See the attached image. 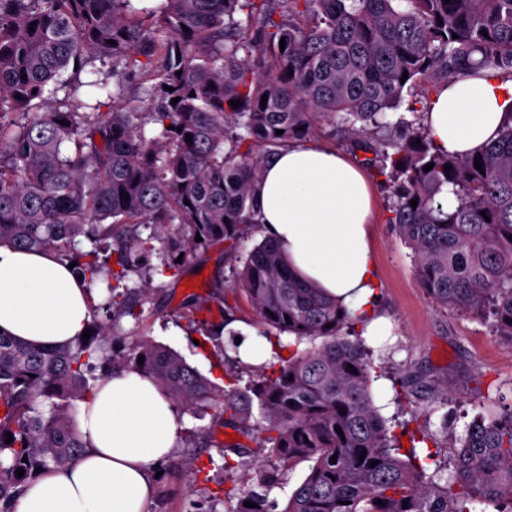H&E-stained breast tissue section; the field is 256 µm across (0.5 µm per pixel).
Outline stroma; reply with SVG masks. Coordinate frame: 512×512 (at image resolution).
I'll return each instance as SVG.
<instances>
[{
    "instance_id": "obj_1",
    "label": "stroma",
    "mask_w": 512,
    "mask_h": 512,
    "mask_svg": "<svg viewBox=\"0 0 512 512\" xmlns=\"http://www.w3.org/2000/svg\"><path fill=\"white\" fill-rule=\"evenodd\" d=\"M374 189V249L379 266L378 312L389 318L383 335L368 336L364 344L372 362L370 391L380 414L398 432L428 436L429 448L447 455L465 426L482 412L488 398L504 394L512 399V348L503 344L480 319L438 307L415 280L411 251L389 224L390 200L372 176ZM262 236L257 225H249L235 249L225 244L188 258L178 274L161 273L157 253L132 250L127 277L113 282L96 280L95 303L107 300L110 290L131 291L145 296L140 318L124 316L120 326L125 336H147L179 352L188 363L215 383H223L229 368L220 356L227 338L197 346L199 332L191 321L210 325L233 316L242 331L259 333L262 326L245 298H237L235 310L221 303L223 290L233 285L232 266ZM201 279L194 291L185 281ZM214 459L209 483H193L189 469L192 457ZM222 449L195 451L177 444L163 465L157 494L148 512H188L192 499L232 488L251 486L258 471L278 470L279 480L269 497L285 506L293 490L308 473L310 463L295 462L281 468L256 446H249L239 466L223 469Z\"/></svg>"
}]
</instances>
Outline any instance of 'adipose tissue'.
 Instances as JSON below:
<instances>
[{
	"label": "adipose tissue",
	"mask_w": 512,
	"mask_h": 512,
	"mask_svg": "<svg viewBox=\"0 0 512 512\" xmlns=\"http://www.w3.org/2000/svg\"><path fill=\"white\" fill-rule=\"evenodd\" d=\"M511 103L512 80L482 71L433 95L428 132L441 150L478 151L497 139ZM255 204L263 237L289 269L357 316L363 335H381L365 171L336 150L291 145L265 163ZM88 293V280L52 251L0 245L1 332L36 346L74 342L92 319ZM179 429L172 399L141 372L98 382L78 417L83 451L30 484L16 512H144Z\"/></svg>",
	"instance_id": "obj_1"
}]
</instances>
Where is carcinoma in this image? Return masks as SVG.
Masks as SVG:
<instances>
[{"mask_svg":"<svg viewBox=\"0 0 512 512\" xmlns=\"http://www.w3.org/2000/svg\"><path fill=\"white\" fill-rule=\"evenodd\" d=\"M483 70L512 80V0H0V244L65 253L84 235L92 247L78 269L110 278L101 244L115 242L126 271L128 236L152 226L137 247L176 270L180 255L239 241L256 223L265 159L310 141L315 120L335 121L384 177L419 287L440 306L491 316L512 348V124L462 156L434 144L415 108ZM407 96L415 120L379 142L373 130ZM239 262L235 291L263 337L295 340L276 370L243 387L233 373L218 386L146 336L117 352L114 292L92 305L90 338L73 347L0 334V512H15L35 468L80 455L76 403L124 369L154 380L181 415L212 408L276 461H312L281 512H512V402L472 420L442 480L435 455L398 456L363 341L348 339L353 316L290 274L269 239ZM96 357L108 372L94 375ZM182 434L188 447L212 446L210 432ZM275 483L260 472L262 491L226 492L225 512H274Z\"/></svg>","mask_w":512,"mask_h":512,"instance_id":"obj_1","label":"carcinoma"}]
</instances>
